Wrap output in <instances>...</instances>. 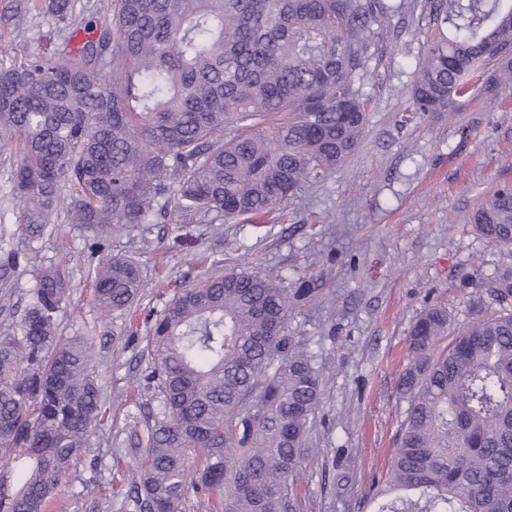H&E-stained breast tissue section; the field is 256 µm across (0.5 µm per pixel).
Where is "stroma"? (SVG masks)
<instances>
[{"mask_svg": "<svg viewBox=\"0 0 512 512\" xmlns=\"http://www.w3.org/2000/svg\"><path fill=\"white\" fill-rule=\"evenodd\" d=\"M381 36L362 87L368 123L358 149L324 179L305 184L282 218L177 227L174 212L113 237L109 251L136 259L144 288L137 322L98 310L88 275L100 261L79 227L59 220L37 244L38 262L68 271L72 292L59 315L63 335L92 330L105 398L98 423L47 512H128L138 438L157 401L148 386L152 318L175 290L224 269L280 274L317 290L288 318V334L323 370V399L309 452L299 464L300 512H369L368 495L386 479L406 408L397 381L408 334L428 307L464 323L477 311L476 284L512 266V248L474 229L484 196L512 186V86L488 95L499 69L482 77L447 112L402 123L415 65L433 26L427 0H385ZM52 29L41 10L20 26L0 23V54L39 50ZM12 162L0 151V241L18 243ZM33 270L0 288V332L29 302Z\"/></svg>", "mask_w": 512, "mask_h": 512, "instance_id": "35a3bbf8", "label": "stroma"}]
</instances>
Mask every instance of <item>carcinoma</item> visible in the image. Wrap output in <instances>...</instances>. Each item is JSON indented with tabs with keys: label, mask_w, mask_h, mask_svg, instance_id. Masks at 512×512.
Masks as SVG:
<instances>
[{
	"label": "carcinoma",
	"mask_w": 512,
	"mask_h": 512,
	"mask_svg": "<svg viewBox=\"0 0 512 512\" xmlns=\"http://www.w3.org/2000/svg\"><path fill=\"white\" fill-rule=\"evenodd\" d=\"M505 0H431L434 27L403 116L447 112L495 50L512 49ZM81 0H49L59 41L0 57V150L13 155L22 248L0 247V288L36 270L0 334V456L18 468L8 512H45L96 426L94 337L64 336L70 297L33 242L59 213L106 242L162 213L177 224L272 214L358 147L362 85L381 0H111L74 26ZM476 231L512 246V187ZM106 314L127 310L141 269H92ZM495 307L454 327L427 308L399 381L407 402L370 512H512V268L479 281ZM273 274L229 270L182 289L148 339L158 404L139 440L134 512H179L188 479L224 489V512H297L294 476L321 403L320 369L288 336L296 301Z\"/></svg>",
	"instance_id": "cac0c4a2"
}]
</instances>
